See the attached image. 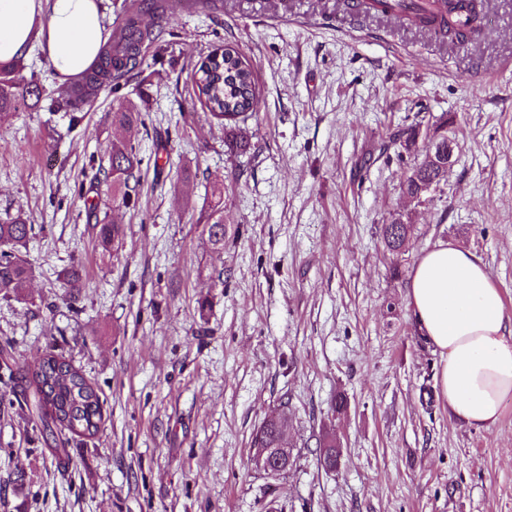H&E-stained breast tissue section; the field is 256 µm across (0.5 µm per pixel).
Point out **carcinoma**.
Listing matches in <instances>:
<instances>
[{"instance_id": "1", "label": "carcinoma", "mask_w": 512, "mask_h": 512, "mask_svg": "<svg viewBox=\"0 0 512 512\" xmlns=\"http://www.w3.org/2000/svg\"><path fill=\"white\" fill-rule=\"evenodd\" d=\"M421 7L401 16L411 26L430 30L454 45L466 46L480 34L484 0H419ZM173 8L170 0H138L137 6L115 22L112 38L106 45L97 69L81 75L65 86L59 96L45 88L35 71L24 74L21 62L0 63V115L19 108L37 109L49 102V109L62 110L69 117L68 129L79 126L84 108L93 104L106 83L119 88L121 83L141 65L145 43L164 41L163 21ZM195 94L211 119L224 125V144L234 153L248 149L244 125L256 116L261 100L256 89L250 63L233 47L216 48L196 62L192 69ZM144 124L143 112L131 99L120 97L112 104V125L129 128ZM442 140L443 153L438 162L448 163V144L454 139L445 134L427 138L425 159L412 168L403 183V193L412 201L421 202L427 195L423 186L441 182L448 169L437 167L431 160L435 143ZM142 158L130 142L112 141L108 168L99 183L112 196V205L129 208L136 204L140 185ZM208 243L216 252L224 251L227 236L224 220V188L212 193V200L201 210ZM99 241L106 251L119 247L122 229L108 217L97 220ZM33 225L21 209L0 216V291L6 289L16 296L32 277V267L22 255L31 238ZM409 225L396 219L383 225L382 235L388 251L400 255L408 242ZM69 299L76 298L83 287L81 268L67 267L63 272ZM34 386V408L42 430L51 432L60 426L75 437L95 435L103 420V404L98 390L82 372L63 358L46 354L42 363L25 375ZM283 440V424L264 423L255 432V448H275Z\"/></svg>"}]
</instances>
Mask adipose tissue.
<instances>
[{"label": "adipose tissue", "instance_id": "obj_1", "mask_svg": "<svg viewBox=\"0 0 512 512\" xmlns=\"http://www.w3.org/2000/svg\"><path fill=\"white\" fill-rule=\"evenodd\" d=\"M97 0H0V62L40 47L59 82L90 71L107 43ZM408 304L439 350V386L452 413L494 425L512 396V336L501 294L482 260L449 242L413 269Z\"/></svg>", "mask_w": 512, "mask_h": 512}]
</instances>
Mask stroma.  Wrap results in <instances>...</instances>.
<instances>
[{"label":"stroma","instance_id":"stroma-1","mask_svg":"<svg viewBox=\"0 0 512 512\" xmlns=\"http://www.w3.org/2000/svg\"><path fill=\"white\" fill-rule=\"evenodd\" d=\"M339 12L179 7L171 37L74 132L61 111L0 119V213L34 226L25 297H0V345L18 370L63 355L104 401L89 438L42 433L31 393L0 401V512H512V396L491 427L455 418L407 300L420 255L450 241L483 260L512 317V0H486L491 35L464 48L392 18L343 27ZM227 44L261 99L243 155L193 94V62ZM131 94L145 123L116 132L112 102ZM414 124L457 142L420 204L400 185L422 152L387 142ZM119 135L143 165L135 207L116 211L96 174ZM218 183L220 254L198 222ZM93 203L124 228L117 252L97 245ZM398 217L399 258L382 239ZM280 411L293 463L271 477L252 438ZM328 434L333 471L318 462ZM409 227V224H405L400 219H395L391 224L383 225L382 235L388 251L397 256L405 252Z\"/></svg>","mask_w":512,"mask_h":512}]
</instances>
